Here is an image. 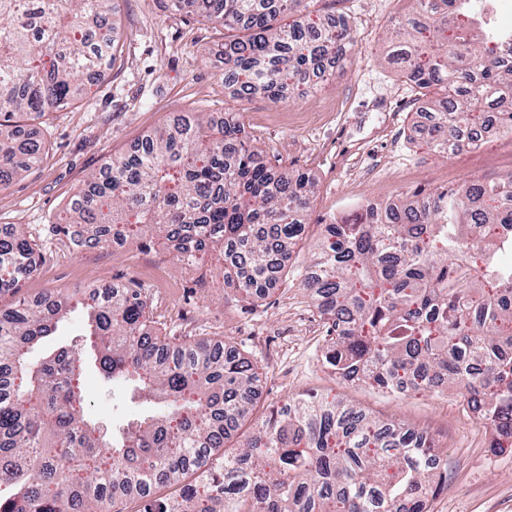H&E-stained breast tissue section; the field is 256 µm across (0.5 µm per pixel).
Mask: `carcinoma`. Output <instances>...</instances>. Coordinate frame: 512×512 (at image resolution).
<instances>
[{
	"mask_svg": "<svg viewBox=\"0 0 512 512\" xmlns=\"http://www.w3.org/2000/svg\"><path fill=\"white\" fill-rule=\"evenodd\" d=\"M392 61L432 104L431 151L466 148L495 123L512 138V43L481 0H413ZM224 28V83L288 97L354 42L343 23H280L307 0H178ZM117 0H0V188L39 161L21 121L82 99L78 77L115 63ZM240 112L196 113L148 135L74 196L58 230L77 247L155 231L175 256L224 250V284L260 298L303 239L314 180L257 161ZM512 173L324 225L304 287L331 334L322 364L389 396L461 390L494 452L512 450ZM40 265L20 228L0 238V296ZM134 282L48 291L0 306V512H431L447 451L425 431L335 396L300 394L245 434L258 367L220 339L175 341L147 325ZM84 339L38 362L28 351L76 309ZM153 408L108 433L84 414L87 361ZM193 475L195 479L187 480ZM173 487L168 496L159 494Z\"/></svg>",
	"mask_w": 512,
	"mask_h": 512,
	"instance_id": "cac0c4a2",
	"label": "carcinoma"
}]
</instances>
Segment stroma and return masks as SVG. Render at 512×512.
Returning <instances> with one entry per match:
<instances>
[{
  "label": "stroma",
  "mask_w": 512,
  "mask_h": 512,
  "mask_svg": "<svg viewBox=\"0 0 512 512\" xmlns=\"http://www.w3.org/2000/svg\"><path fill=\"white\" fill-rule=\"evenodd\" d=\"M118 8L121 53L112 69L96 73L82 100L21 127L26 137L43 141L44 152L38 165L0 189V233L22 227L42 255L18 294L137 281L163 334L189 341L219 336L256 363L254 419L303 393L347 399L378 418L417 426L446 448L448 482L435 495L433 512H512V452H491L485 428L466 411L459 391L394 398L337 379L321 364L326 328L301 285L322 227L334 218L512 172L507 142L445 158L422 143L427 102L388 62L390 30L412 16V0H311L294 22L342 19L355 41L317 84H302L277 104L259 93L237 98L225 86L221 27L163 8L160 0H118ZM228 111L243 113V134L264 162L317 182L307 233L264 299L247 301L225 286L216 249L188 263L156 236L81 251L57 230L88 176L130 153L146 134L194 112L219 121ZM123 391L88 368L89 417L118 426Z\"/></svg>",
  "instance_id": "1"
}]
</instances>
